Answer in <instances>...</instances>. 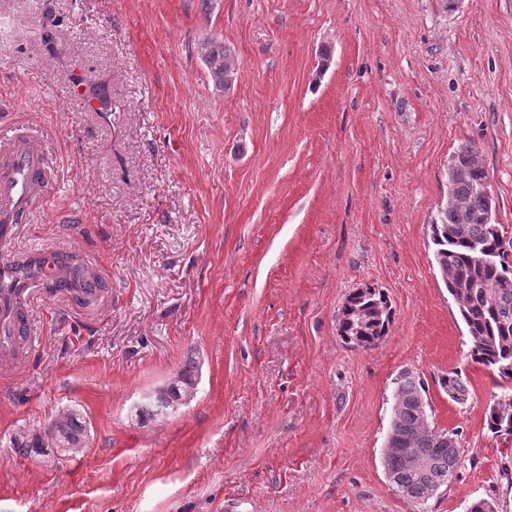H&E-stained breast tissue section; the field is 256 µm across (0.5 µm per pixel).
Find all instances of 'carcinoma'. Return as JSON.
I'll list each match as a JSON object with an SVG mask.
<instances>
[{
    "label": "carcinoma",
    "instance_id": "1",
    "mask_svg": "<svg viewBox=\"0 0 512 512\" xmlns=\"http://www.w3.org/2000/svg\"><path fill=\"white\" fill-rule=\"evenodd\" d=\"M200 52L214 86L231 89L240 69L235 54L214 40L200 43ZM478 153V147L469 142L452 155L450 202L433 223L431 238L435 262L448 273V292L459 301L471 360L496 371L509 384L507 392L488 406L484 419L488 432L509 440L512 426H507V420L496 411V406L504 403L512 412V263L507 251L512 248V242L503 240L495 220V201L488 190L485 171L477 160ZM57 263L63 270V287H76L85 294L95 291V282L83 276L82 267L73 263L71 257L61 255ZM37 273V262L32 260L13 261L3 267V275L10 279L17 276L31 279ZM391 315L385 293L367 286L357 288L341 306L339 335L347 344L370 348L389 334ZM439 383L455 401L468 395L466 381L456 369L442 375ZM392 399L393 418L385 466L407 489L410 502L423 505L429 500L430 492L448 486L456 474L461 460L460 443L449 439V431L424 425L422 401L427 396L420 377L410 371L401 373L396 378ZM86 433L85 418L76 412L65 424L58 447L67 453L70 446L86 438ZM10 445L24 455H38L45 442L36 436L12 437ZM414 451L422 453L427 463L418 471H407L405 458Z\"/></svg>",
    "mask_w": 512,
    "mask_h": 512
}]
</instances>
